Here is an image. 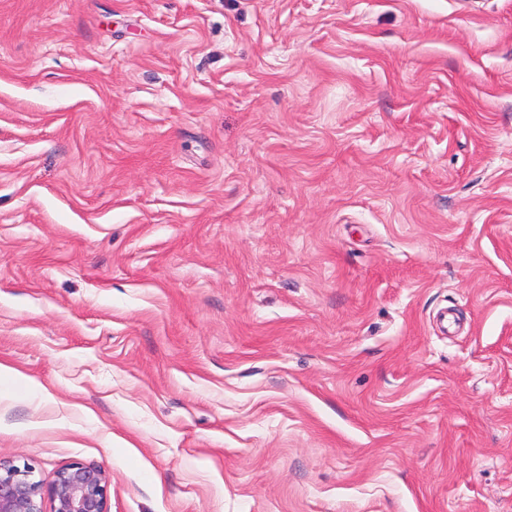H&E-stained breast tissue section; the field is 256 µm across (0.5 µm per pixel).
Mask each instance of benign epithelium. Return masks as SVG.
Returning a JSON list of instances; mask_svg holds the SVG:
<instances>
[{"mask_svg":"<svg viewBox=\"0 0 512 512\" xmlns=\"http://www.w3.org/2000/svg\"><path fill=\"white\" fill-rule=\"evenodd\" d=\"M34 471L0 458V512H109L110 478L101 467L72 462L48 484Z\"/></svg>","mask_w":512,"mask_h":512,"instance_id":"benign-epithelium-1","label":"benign epithelium"}]
</instances>
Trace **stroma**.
<instances>
[{
    "label": "stroma",
    "instance_id": "35a3bbf8",
    "mask_svg": "<svg viewBox=\"0 0 512 512\" xmlns=\"http://www.w3.org/2000/svg\"><path fill=\"white\" fill-rule=\"evenodd\" d=\"M0 364L110 512H512V0H0Z\"/></svg>",
    "mask_w": 512,
    "mask_h": 512
}]
</instances>
